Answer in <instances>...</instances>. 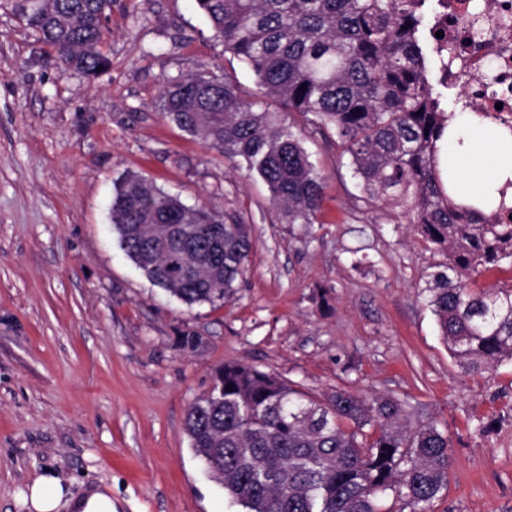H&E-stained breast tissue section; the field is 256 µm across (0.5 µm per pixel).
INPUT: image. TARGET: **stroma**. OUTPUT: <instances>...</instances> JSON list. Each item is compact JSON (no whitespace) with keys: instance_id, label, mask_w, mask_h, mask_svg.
<instances>
[{"instance_id":"obj_1","label":"stroma","mask_w":512,"mask_h":512,"mask_svg":"<svg viewBox=\"0 0 512 512\" xmlns=\"http://www.w3.org/2000/svg\"><path fill=\"white\" fill-rule=\"evenodd\" d=\"M102 50L96 79L63 69L0 9V512H30L45 474L77 495L111 486L116 512H236L184 430L227 362L320 400L405 402L452 443L434 512H512V361L471 374L449 356L422 292L445 254L402 208L361 199L321 132L304 141L326 177L318 221L284 224L258 176L162 117L164 82L202 70L263 94L195 0H113ZM129 173L249 226L223 307L186 306L119 248L110 205Z\"/></svg>"}]
</instances>
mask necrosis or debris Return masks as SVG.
Segmentation results:
<instances>
[{"mask_svg": "<svg viewBox=\"0 0 512 512\" xmlns=\"http://www.w3.org/2000/svg\"><path fill=\"white\" fill-rule=\"evenodd\" d=\"M427 46L432 80L462 88L463 108L478 117L512 127V0H489L473 14V0H427ZM485 32L481 44L469 41L471 23Z\"/></svg>", "mask_w": 512, "mask_h": 512, "instance_id": "1", "label": "necrosis or debris"}]
</instances>
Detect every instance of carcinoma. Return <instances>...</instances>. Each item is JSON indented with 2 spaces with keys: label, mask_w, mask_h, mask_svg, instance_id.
<instances>
[{
  "label": "carcinoma",
  "mask_w": 512,
  "mask_h": 512,
  "mask_svg": "<svg viewBox=\"0 0 512 512\" xmlns=\"http://www.w3.org/2000/svg\"><path fill=\"white\" fill-rule=\"evenodd\" d=\"M195 2L224 52L279 108L244 97L233 71H200L163 84L162 115L259 176L285 224L317 223L326 181L304 147L306 128L285 115L330 130L364 198L405 207L408 223L448 257L427 274L424 292L451 357L479 374L512 361V288L469 283L512 266V223L456 202L446 188L438 142L450 115L433 105L412 0ZM3 5L66 67L90 77L110 68L99 45L112 0ZM111 214L121 249L152 284L190 307L234 296L251 252L247 225L187 206L138 174L115 186ZM167 225L180 229L181 259L211 250L219 263L185 282L172 278V255L161 245ZM406 416L398 399L338 388L317 401L254 365L226 363L211 395L189 408L185 432L243 512H392L389 496L399 512H433L448 496L450 439L433 424L406 428Z\"/></svg>",
  "instance_id": "carcinoma-1"
}]
</instances>
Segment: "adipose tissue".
<instances>
[{
	"mask_svg": "<svg viewBox=\"0 0 512 512\" xmlns=\"http://www.w3.org/2000/svg\"><path fill=\"white\" fill-rule=\"evenodd\" d=\"M441 164L450 170L461 202L492 211L503 199L500 189L512 180V132L474 117L452 122L443 140ZM26 501L32 512H115L111 489L76 497L54 476L38 478Z\"/></svg>",
	"mask_w": 512,
	"mask_h": 512,
	"instance_id": "1",
	"label": "adipose tissue"
}]
</instances>
